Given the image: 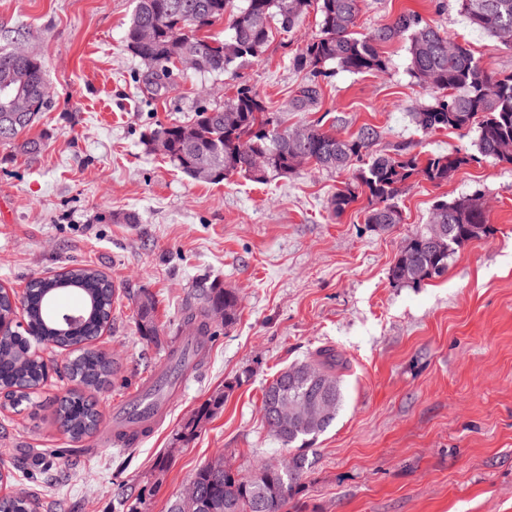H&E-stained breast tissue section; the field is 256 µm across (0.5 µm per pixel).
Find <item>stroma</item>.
I'll return each instance as SVG.
<instances>
[{
  "instance_id": "1",
  "label": "stroma",
  "mask_w": 512,
  "mask_h": 512,
  "mask_svg": "<svg viewBox=\"0 0 512 512\" xmlns=\"http://www.w3.org/2000/svg\"><path fill=\"white\" fill-rule=\"evenodd\" d=\"M133 9L134 0H0V46L37 54L51 92L29 130L42 143L37 155L0 142V286L20 294L31 279L74 263L104 272L115 296L101 345L118 370L114 387L92 395L105 416L100 430L83 440L56 489L17 474L0 491L38 497V512H167L217 452L246 469L287 457L264 426L262 390L280 369L329 348L347 362L343 402L306 451L310 466L294 496L301 512H512V165L477 157L476 132L415 126L413 112L435 94L410 75L401 41L383 44L385 72L333 70L319 78L316 101L299 106L307 78L289 59L317 32L312 14L291 31L274 30L262 60L237 79L187 70L174 90L152 97L145 64L124 46ZM404 11L489 68L512 72V51L470 26L456 0H365L360 30ZM237 81L260 93L281 129L325 115L344 136L376 127L388 154L457 150L473 160L439 185L410 180L398 199L401 223L380 230L364 221L367 197L341 216L330 211L349 174L309 166L269 184L240 175L210 183L144 145L157 124L222 105ZM475 193L488 202L493 234L463 245L442 276L420 287L393 283L391 264L433 205ZM125 212L138 223L117 221ZM202 278L236 291L237 322L210 340L152 436L112 445L114 408L167 365ZM146 293L161 329L152 342L136 324ZM73 387L54 375L27 409L0 410V469L71 447L55 409ZM225 387L223 408L194 439L177 440Z\"/></svg>"
}]
</instances>
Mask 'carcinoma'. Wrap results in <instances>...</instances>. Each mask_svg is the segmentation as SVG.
I'll return each mask as SVG.
<instances>
[{
    "instance_id": "carcinoma-1",
    "label": "carcinoma",
    "mask_w": 512,
    "mask_h": 512,
    "mask_svg": "<svg viewBox=\"0 0 512 512\" xmlns=\"http://www.w3.org/2000/svg\"><path fill=\"white\" fill-rule=\"evenodd\" d=\"M232 0H135V7L125 32L126 49L148 65L146 85L154 95L173 88L174 58L184 52L199 58L197 72L235 74L245 63L263 56L270 38L271 23L277 22L288 32L310 12L319 16L318 33L296 53L291 64L311 77L300 89L298 103L305 106L318 94V78L337 67L351 73L384 72L388 59L381 51L385 43L403 39L407 42L408 70L420 83L436 93L434 102L413 114L416 125L424 130L469 131L477 128L476 146L483 157L512 165V72H499L486 66L465 45L453 41L445 32L415 11L400 13L389 24L368 35L357 32L364 0H243L231 20L232 33L224 39L200 35L224 18ZM461 13L473 27L497 39L512 51V0H457ZM26 97L31 111L15 123H0V141L12 142L27 155L39 152L41 143L23 137L38 112L48 103L50 90L39 57L30 52L0 49V115L10 111L16 95ZM194 127L193 141L179 135L181 124L160 125L145 139L166 140L164 156L182 173L199 178L198 166L210 167L209 181L220 182L233 175L259 184L292 174L294 153L300 151L317 168L352 172V181L344 184L330 199V209L341 216L366 194L369 206L365 223L388 230L401 223L397 199L407 182L420 177L433 184L448 181L472 157L436 154L422 160L411 154L390 155L375 150L380 132L363 126L350 137H339L322 120L307 123L303 143L289 140L288 132L279 130L254 88L239 84L224 97L218 108L200 106L189 120ZM442 226L446 246L429 247L427 239L436 226ZM484 207L473 197L451 202L439 201L425 227L407 238L389 269L391 280L399 285L419 287L427 280L443 275L448 261L465 243L491 233ZM28 291L17 299L26 331L0 339V389L19 384L39 386L46 373V362L36 354L38 344L59 341L65 335L56 316L63 309L52 308L55 300H42L38 289L49 288L54 295L74 291L81 297L75 307L83 315L68 335V342L94 336L112 322L114 293L101 271L75 266L53 277L34 278ZM239 296L231 288L208 279L196 282L190 302L183 310L180 331L187 336H213L211 312L224 310V327L237 321ZM156 300L143 295L138 302V329L148 338L159 336L155 321ZM314 367L319 377L330 385L334 409L343 400L338 370L343 362L330 349L293 363L273 376L263 389L262 405L286 393L293 400L303 398L309 388L305 380L288 387V373ZM117 372L100 355L77 351L71 357L70 380L79 389L61 398L56 409L57 421L74 442L89 435L96 415V402L84 395L90 390L102 392L115 383ZM225 389L211 395L196 414L182 426L178 436L191 441L202 421L224 406ZM268 432L288 449H296L282 461L266 463L254 469H233L223 455L205 462L195 471L198 496L193 505L175 499L168 512H289L296 487L309 463L304 449L326 431L334 421H300L295 424L272 422L264 418ZM0 512H37L34 500L5 497Z\"/></svg>"
}]
</instances>
